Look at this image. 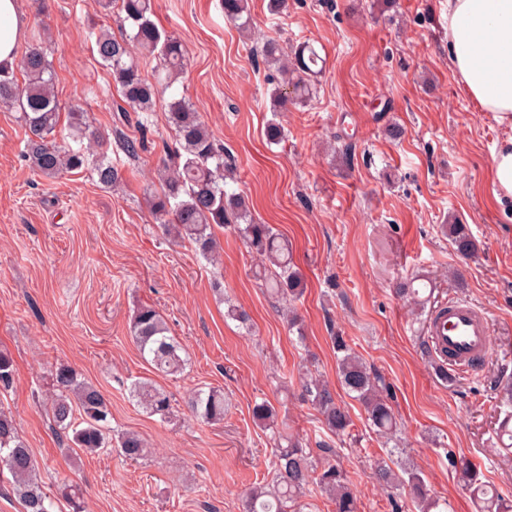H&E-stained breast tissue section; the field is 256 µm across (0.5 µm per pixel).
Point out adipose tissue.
<instances>
[{
    "label": "adipose tissue",
    "mask_w": 512,
    "mask_h": 512,
    "mask_svg": "<svg viewBox=\"0 0 512 512\" xmlns=\"http://www.w3.org/2000/svg\"><path fill=\"white\" fill-rule=\"evenodd\" d=\"M18 0H0V67H13L23 40ZM448 49L481 111L512 127V0H448Z\"/></svg>",
    "instance_id": "ef3b65f1"
}]
</instances>
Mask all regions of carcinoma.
Instances as JSON below:
<instances>
[{"instance_id":"carcinoma-1","label":"carcinoma","mask_w":512,"mask_h":512,"mask_svg":"<svg viewBox=\"0 0 512 512\" xmlns=\"http://www.w3.org/2000/svg\"><path fill=\"white\" fill-rule=\"evenodd\" d=\"M117 1L124 12L123 21L129 23V31L116 38L104 26L94 24L88 31V40L101 64L112 74L120 97L118 119L125 122L129 120L128 113L134 112L138 128L144 131L154 112L158 92L171 88L187 68V53L179 41L153 23L151 0H93L94 9L106 15ZM222 5L225 17L241 22L244 28L250 26V18L244 17L246 0H223ZM134 48L159 59L161 68L155 82L142 75L132 52ZM262 60L278 65L279 71L286 75L283 85L273 92L278 112L284 111L290 102L309 98L312 80L323 64L319 52L308 43L290 56L269 41L263 45ZM19 69L24 76L22 82L14 71L0 70V105L20 112L27 130L24 157L32 171L45 178H55L82 170L105 188L117 187L123 180L121 170L107 154L91 150L98 135L87 124L84 113H68L70 142L65 145L56 142L61 113L54 92V70L43 48L37 45L28 49ZM168 121L179 151L177 162L164 167L162 189L152 201L155 218L165 228H174L178 238L194 245L198 254L210 263L217 261L215 230L226 224L234 225L248 247L263 257L259 277L271 297L284 308H290L304 293L302 275L285 256L278 231L270 224L255 223L244 196L224 189V172L232 169L231 160L224 159V148L216 144L199 113L183 97L171 98ZM117 143L130 159L139 157L145 148L143 139L124 134L118 137ZM445 234L460 256L468 257L476 251L467 225L448 224ZM130 333L142 360L157 372L165 376L183 372L187 364L182 356L183 345L153 306L145 304L136 308ZM331 341L343 389L361 404L369 427L385 439V444L391 445L386 456L375 460L376 481L390 493L408 487L415 512H437L439 500L429 494L422 473L403 461L406 449L402 447L401 429L391 405V386L367 366L345 336L334 332ZM52 379L53 391L45 406L55 434L67 450L96 452L113 447L131 462L149 455L148 442L138 432L126 431L112 437L109 427L112 413L100 389L65 365L55 369ZM13 384L14 360L9 351L0 349V391ZM300 385L303 401L318 411L322 426L337 437L349 436L353 421L346 406L336 400L330 385L310 370ZM128 392L130 399L146 413L163 422L171 418L170 398L153 381L138 379L130 384ZM501 393V404L506 410L497 438L512 439V381H504ZM186 406L196 419L207 424L218 423L224 420V390L198 387L189 395ZM252 414L255 422L270 431L274 443L269 463L272 480L250 491L243 512H302L301 499L312 484L328 496L335 512H358L355 495L342 468L329 458L319 467L314 465L310 452L284 432L270 401L255 403ZM450 465L480 502V512H512V503L482 482L471 462L453 456ZM0 473L10 475L11 492L21 501L24 512H55L56 499L60 496L70 502L73 512H83V502L73 484L57 485L54 495L45 490L16 419L1 408Z\"/></svg>"}]
</instances>
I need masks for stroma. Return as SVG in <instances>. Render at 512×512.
Masks as SVG:
<instances>
[{
  "instance_id": "stroma-1",
  "label": "stroma",
  "mask_w": 512,
  "mask_h": 512,
  "mask_svg": "<svg viewBox=\"0 0 512 512\" xmlns=\"http://www.w3.org/2000/svg\"><path fill=\"white\" fill-rule=\"evenodd\" d=\"M267 4L249 0L247 33L225 19L220 0H155L153 20L189 56L173 94L234 159L227 191L247 195L255 222L288 241L306 284L295 305L303 337L289 333L254 277L258 256L234 231H218L214 266L155 221L149 197L162 148L176 144L167 100L156 105L139 159L117 157L115 191L85 173L34 175L18 112L0 108V348L15 368L0 406L14 414L47 488L72 480L84 512H242L249 489L271 478L273 442L252 418L261 398L309 448L334 446L359 512H392L372 470L385 447L337 377L328 332L336 326L390 383L409 460L448 512H476L452 454L479 464L512 499V451L495 440L499 377L512 375V200L491 191L494 150L508 128L478 109L454 72L448 0H288L277 16ZM19 9L21 46L47 48L62 112L80 109L113 141L116 91L87 39L90 0H19ZM306 39L325 55V70L310 100L273 115L279 75L253 50L274 40L291 52ZM274 116L286 134L278 145L264 136ZM395 125L401 138L389 134ZM446 224L468 225L472 257L455 252ZM413 277L432 290L427 307L396 293ZM217 280L248 325L225 318ZM454 299L488 312L496 352L473 372L443 378L423 350L424 326L431 305ZM141 304L164 316L188 355L181 375L155 378L177 413L168 423L128 399L130 382L148 374L129 332ZM310 360L349 410L352 437L330 436L301 401ZM62 365L105 393L113 431L147 438L146 459L60 446L36 396ZM204 386L228 394L223 423L191 418L188 395Z\"/></svg>"
}]
</instances>
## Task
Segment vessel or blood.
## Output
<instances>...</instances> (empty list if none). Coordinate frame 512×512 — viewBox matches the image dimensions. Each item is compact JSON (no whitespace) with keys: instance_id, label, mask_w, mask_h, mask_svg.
<instances>
[{"instance_id":"1","label":"vessel or blood","mask_w":512,"mask_h":512,"mask_svg":"<svg viewBox=\"0 0 512 512\" xmlns=\"http://www.w3.org/2000/svg\"><path fill=\"white\" fill-rule=\"evenodd\" d=\"M426 332L434 352L460 371L472 369L494 350L489 317L464 300L440 303Z\"/></svg>"}]
</instances>
